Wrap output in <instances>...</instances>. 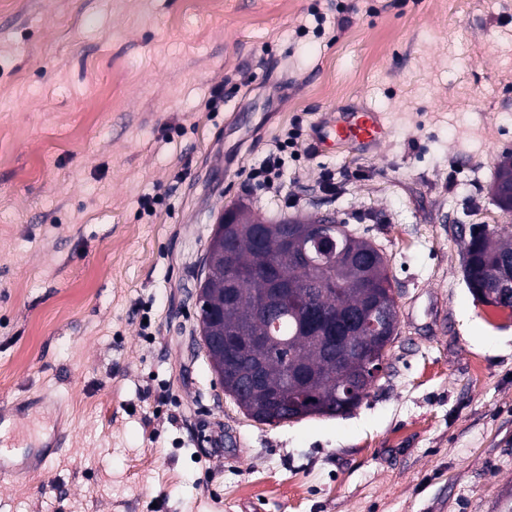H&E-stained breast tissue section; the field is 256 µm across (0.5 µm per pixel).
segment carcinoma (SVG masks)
<instances>
[{
  "instance_id": "cac0c4a2",
  "label": "carcinoma",
  "mask_w": 512,
  "mask_h": 512,
  "mask_svg": "<svg viewBox=\"0 0 512 512\" xmlns=\"http://www.w3.org/2000/svg\"><path fill=\"white\" fill-rule=\"evenodd\" d=\"M512 185V152H506L493 175L492 199L500 211L507 204L497 192L501 185ZM245 216L231 224L225 243L210 254L209 273L199 288V328L209 333L241 331L261 342L239 354L224 347L206 351L210 367L243 413L261 424L273 398L295 402L306 408L304 416L334 417L344 414L342 387L360 377L377 380L388 351L385 338L351 332L343 336L348 350L323 335H310L298 324L299 316L282 313L274 318L260 313L271 293V278L299 288L313 308L332 321L381 305L388 308L393 329L399 318L394 288L383 252L370 240L351 233L340 224L339 243L346 248L347 260L336 263V284H331L317 267L299 261L293 242L285 243L272 234L267 248L280 256L278 267L267 272L258 262L257 246L249 224L258 220L252 208L239 203ZM471 249L464 280L474 298L484 304L512 311V299L500 298L489 279L492 268L512 259V239L506 240L482 224L470 227Z\"/></svg>"
}]
</instances>
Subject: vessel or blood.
Instances as JSON below:
<instances>
[{
	"label": "vessel or blood",
	"instance_id": "b4317fda",
	"mask_svg": "<svg viewBox=\"0 0 512 512\" xmlns=\"http://www.w3.org/2000/svg\"><path fill=\"white\" fill-rule=\"evenodd\" d=\"M310 136L322 150L346 148L359 154L377 151L387 141L389 130L381 112L367 104L347 103L335 111L323 113L313 124ZM13 451L0 448V484L29 481L40 476L44 458H37L28 468L12 464Z\"/></svg>",
	"mask_w": 512,
	"mask_h": 512
}]
</instances>
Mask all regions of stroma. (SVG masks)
Instances as JSON below:
<instances>
[{
    "label": "stroma",
    "mask_w": 512,
    "mask_h": 512,
    "mask_svg": "<svg viewBox=\"0 0 512 512\" xmlns=\"http://www.w3.org/2000/svg\"><path fill=\"white\" fill-rule=\"evenodd\" d=\"M447 2L0 0V409L39 401L0 444L63 427L0 512H512V315L474 301L459 234L512 232V0ZM354 98L380 151L305 133L283 197L249 184ZM287 196L383 250L399 328L350 416L272 427L218 384L195 276L225 207ZM512 185V152H507L502 155V159L493 175V181L490 187L492 199L495 206L502 212L508 210L507 204L496 189L500 185Z\"/></svg>",
    "instance_id": "35a3bbf8"
}]
</instances>
